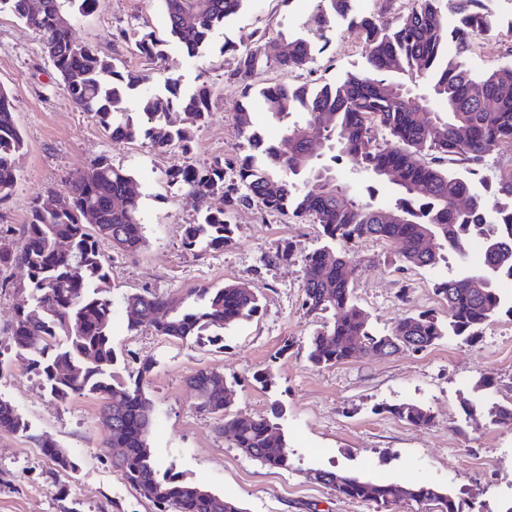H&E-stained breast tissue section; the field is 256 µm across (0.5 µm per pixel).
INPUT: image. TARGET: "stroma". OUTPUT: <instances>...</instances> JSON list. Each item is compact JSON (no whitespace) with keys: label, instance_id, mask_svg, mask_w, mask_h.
<instances>
[{"label":"stroma","instance_id":"obj_1","mask_svg":"<svg viewBox=\"0 0 512 512\" xmlns=\"http://www.w3.org/2000/svg\"><path fill=\"white\" fill-rule=\"evenodd\" d=\"M312 0H246L239 13L217 28L206 50L191 57L169 42L161 59L141 55L117 31L164 35L161 0H94L87 12L67 6L73 36L120 60L124 69L147 75L155 88L168 76L183 91L199 84L211 90L204 119L188 127V151L161 152L149 141H114L70 101L43 51L38 35L12 13H0V86L11 97L25 146L16 160L19 179L0 201V227L14 247L23 243V226L32 201L64 196L71 177L95 159L108 158L128 170L141 192L140 219L145 245L133 256L109 243L100 251L109 266L113 301L149 290L160 295L186 293L229 282L245 284L261 299L259 311L224 333L223 346L183 342L150 330L128 331L127 316L116 309L112 342L116 380L135 376L143 361L153 369L145 379L157 420L149 446L157 463L182 478L238 500L245 512H415L413 506H379L350 501L306 477L310 469H330L378 481L429 482L465 502L467 512H497L512 499V424L492 422V402L512 399V316L499 313L479 339L444 337L422 353L363 355L327 368L312 367L306 339L323 323L301 308L303 257L323 246L316 224L298 222L258 204L228 209L234 227L230 247L218 251L188 249L182 227L196 223L205 208L224 206L221 195L200 198L169 185L172 165L196 167L214 159H233L241 138L235 123L239 106H249L268 140L281 137L280 126L265 111L261 87L279 81L296 85L318 79L333 84L364 65L357 29L337 21L327 35L306 22ZM494 25L466 56L480 74L512 64V0H493ZM321 46L312 71L285 73L266 68L251 82L235 78L239 53L259 35L287 37L293 32ZM225 207V206H224ZM286 260L266 257L284 244ZM347 268L356 302L368 312L374 329L386 332L411 312L427 311L440 323L448 307L435 285L446 268L401 269L393 246L366 239L356 243ZM1 276L0 399L28 422L26 434L0 431V512H155L112 466L116 449L106 447L100 400L91 394L67 402L54 400L11 345V328L22 296L18 283L26 272L14 266ZM409 301H401L400 289ZM200 369L223 374L235 390L232 414L256 417L279 411V423L294 452L292 467L273 469L249 458L210 416L197 412L187 379ZM415 403L429 408L433 424L419 429L388 408ZM477 407L466 416V404ZM54 439L78 467L60 470L44 456L35 436Z\"/></svg>","mask_w":512,"mask_h":512}]
</instances>
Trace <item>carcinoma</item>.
I'll list each match as a JSON object with an SVG mask.
<instances>
[{
    "label": "carcinoma",
    "instance_id": "1",
    "mask_svg": "<svg viewBox=\"0 0 512 512\" xmlns=\"http://www.w3.org/2000/svg\"><path fill=\"white\" fill-rule=\"evenodd\" d=\"M167 16L168 39L189 56L207 47L213 31L235 15L245 0H161ZM12 12L25 26L41 35L44 51L72 103L89 113L112 140L143 137L152 147L166 150L186 140L180 113L199 121L209 110L210 89L181 92L180 82L169 78L164 91H144L138 107L145 121L138 126L127 112L131 92L146 76L122 72L113 59L75 41L71 25L60 20L63 0H0V12ZM458 17L453 30L445 15ZM343 19L362 35L366 67L343 80L312 90L304 85L275 83L261 89L271 117L283 125L277 145L264 144L254 127L249 107L236 114L243 138L234 162L233 178L224 173V161L199 168L172 167L168 183L204 197L224 195L231 205L258 202L267 210L319 226L327 245L305 256L302 308L306 313L330 314L322 329L307 341L308 361L332 367L361 353L425 352L453 334L474 338L503 306L501 284L512 281V168L499 172L489 193L442 167L463 162L474 171L500 146L512 145V66L474 74L459 61L445 57L448 41L456 43L458 56L471 50L474 40L493 27L484 0H413L411 9L375 19L355 11L354 0H317L310 22L324 32L330 20ZM278 38L263 35L240 52L234 76L248 80L263 68L303 70L314 62L318 49L299 34L288 39V52L278 50ZM167 39L149 32L137 39L148 57L163 56ZM495 102L493 109L484 101ZM303 114L304 127L331 138L330 163L309 157L310 146L298 135L292 113ZM384 132L397 142L377 141ZM24 138L18 129L8 92L0 87V201L18 182L16 157ZM263 154L256 163L253 151ZM432 153L426 163L415 155ZM348 157L372 181L396 193L394 202H365L353 191L336 193L346 186L333 163ZM331 176L323 183L318 170ZM69 206L53 209L46 199H34L20 250L0 235V266L26 269L23 290L28 299L17 307L12 329L16 355L43 382L50 394L65 403L75 395L92 394L101 400L100 420L107 441L124 454L113 461L125 482L152 502L156 512H244L233 500L161 471L152 458L148 437L155 408L146 396L143 381L152 371L144 362L137 377L118 382L112 376L117 360L112 346L109 269L99 241L125 255L138 253L145 244L139 216V185L127 170L100 158L71 179ZM95 210L97 222H85V211ZM394 211L397 222L384 213ZM484 236V287L469 285L472 269L460 265L436 284L435 291L448 302V326L424 312L407 314L388 332L371 329L368 313L353 298L344 277L349 248L362 239L391 243L401 266L434 269L445 256L440 251L421 253L420 237L428 232L442 246L464 257L472 232ZM183 239L190 248L221 250L234 241V228L222 210H205L202 220L183 225ZM196 299L183 295H157L149 291L122 297L125 310L136 308L138 318L128 317L127 329L149 328L158 336L181 341L207 339L224 342V331L250 319L260 301L242 283L219 288H198ZM220 373L201 369L188 383L196 392L200 413L212 416L235 445L270 468L288 470L293 450L273 417L240 418L228 412L232 390L215 385ZM390 412L408 424L425 428L431 413L414 404L394 405ZM28 423L13 406L0 399V430L28 432ZM35 441L44 455L62 470L76 462L50 437ZM312 481L328 486L340 497L380 505L414 503L432 512H463L455 499L437 487L418 482L365 481L339 471L323 470Z\"/></svg>",
    "mask_w": 512,
    "mask_h": 512
}]
</instances>
